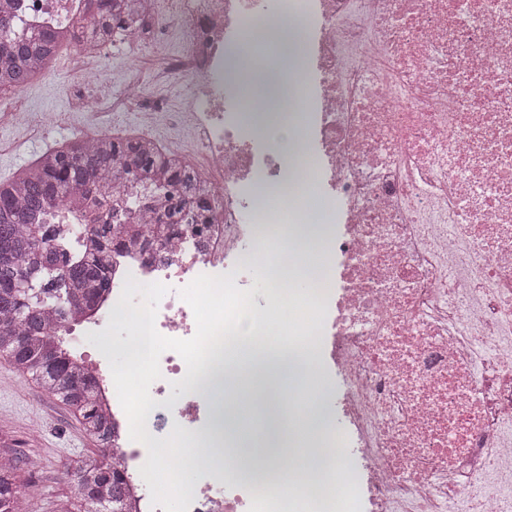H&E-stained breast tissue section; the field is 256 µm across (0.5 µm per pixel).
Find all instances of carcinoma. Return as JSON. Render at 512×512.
I'll use <instances>...</instances> for the list:
<instances>
[{
  "mask_svg": "<svg viewBox=\"0 0 512 512\" xmlns=\"http://www.w3.org/2000/svg\"><path fill=\"white\" fill-rule=\"evenodd\" d=\"M8 2L0 0V95L33 82L64 44L102 48L138 32L142 25V0H96L95 9L62 36L43 31L17 39L8 35L12 25ZM115 171L126 181L160 175L165 180L167 212L152 225L112 223ZM92 185L99 191L94 202L102 210L101 220L89 229L66 225L68 237L85 246L82 259L72 262L58 248L59 225L39 220L57 203L76 205ZM211 213L210 195L188 165L134 137L77 140L51 148L36 165L0 182V356L77 415L98 447L99 452L85 458L76 470L87 512H132V504L124 471L106 457L114 431L96 402L93 378L47 339L52 316L66 320L70 307L92 302L107 288L113 251L127 243L148 249L154 245L149 230L174 234L187 218L188 227L198 235ZM31 464L0 448V512H21L18 473Z\"/></svg>",
  "mask_w": 512,
  "mask_h": 512,
  "instance_id": "carcinoma-1",
  "label": "carcinoma"
}]
</instances>
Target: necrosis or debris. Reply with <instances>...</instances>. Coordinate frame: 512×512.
<instances>
[{
    "mask_svg": "<svg viewBox=\"0 0 512 512\" xmlns=\"http://www.w3.org/2000/svg\"><path fill=\"white\" fill-rule=\"evenodd\" d=\"M91 8L12 0L11 34L61 31ZM280 18L303 20L314 66L288 71L304 130L275 152L246 133L224 57L243 30ZM147 22L130 54L151 59L156 81L191 86L183 135L161 150L198 174L213 214L201 236L158 256L114 254L106 291L51 330L96 379L136 512H163L140 474L148 450L130 437L106 352L80 339L107 327L129 277L167 286L156 329L191 338L181 289L223 274L242 288L255 266L278 283L255 318L270 336L289 327V346L316 335L313 308L334 297L330 358L366 471L363 512H512V0H176ZM316 164L344 233L290 254L282 239L304 238L311 214L282 211L254 186L302 193ZM160 192L121 183L113 222L148 220ZM309 261L332 283L301 300L290 284ZM159 370L148 432H194L208 396L178 353L164 352ZM176 380L185 395L174 401ZM189 494V512H288L278 496L252 500L209 476Z\"/></svg>",
    "mask_w": 512,
    "mask_h": 512,
    "instance_id": "4bbe7bcc",
    "label": "necrosis or debris"
}]
</instances>
